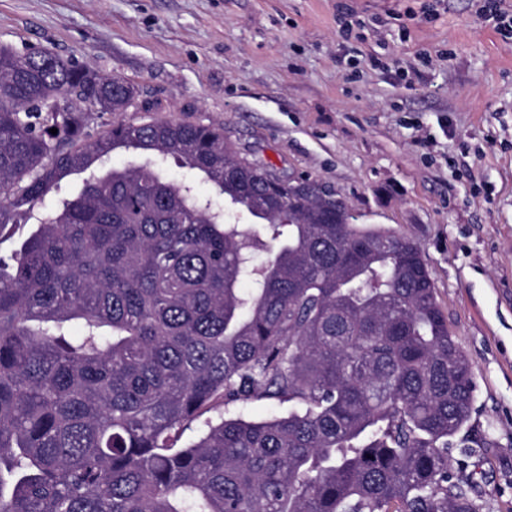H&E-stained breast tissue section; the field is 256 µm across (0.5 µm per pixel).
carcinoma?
I'll return each instance as SVG.
<instances>
[{
  "instance_id": "cac0c4a2",
  "label": "carcinoma",
  "mask_w": 512,
  "mask_h": 512,
  "mask_svg": "<svg viewBox=\"0 0 512 512\" xmlns=\"http://www.w3.org/2000/svg\"><path fill=\"white\" fill-rule=\"evenodd\" d=\"M40 56L0 46V240L36 222L0 259V512H480L449 462L471 365L420 247L212 125L91 134L47 104L79 89L118 114L135 88ZM262 399L291 409L180 444Z\"/></svg>"
}]
</instances>
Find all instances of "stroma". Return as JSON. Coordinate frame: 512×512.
I'll return each instance as SVG.
<instances>
[{"label":"stroma","mask_w":512,"mask_h":512,"mask_svg":"<svg viewBox=\"0 0 512 512\" xmlns=\"http://www.w3.org/2000/svg\"><path fill=\"white\" fill-rule=\"evenodd\" d=\"M484 0H0V46L214 124L421 247L475 382L473 496L512 512V27Z\"/></svg>","instance_id":"1"}]
</instances>
